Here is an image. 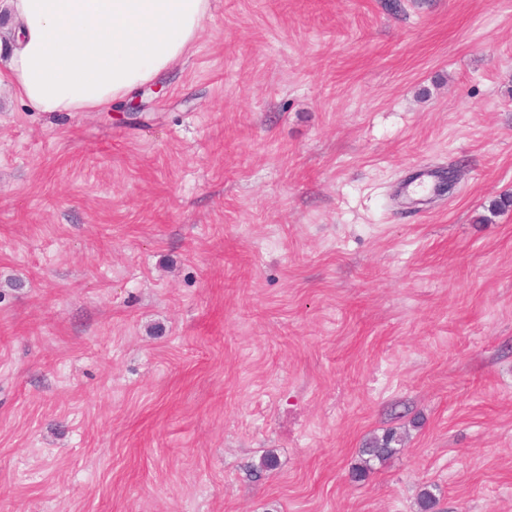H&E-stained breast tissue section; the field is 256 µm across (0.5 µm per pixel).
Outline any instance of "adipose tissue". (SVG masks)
Masks as SVG:
<instances>
[{
    "label": "adipose tissue",
    "mask_w": 512,
    "mask_h": 512,
    "mask_svg": "<svg viewBox=\"0 0 512 512\" xmlns=\"http://www.w3.org/2000/svg\"><path fill=\"white\" fill-rule=\"evenodd\" d=\"M8 81L35 112H94L155 81L198 40L210 0H0Z\"/></svg>",
    "instance_id": "1"
}]
</instances>
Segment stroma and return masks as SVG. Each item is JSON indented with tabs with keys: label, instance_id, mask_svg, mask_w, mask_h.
Masks as SVG:
<instances>
[{
	"label": "stroma",
	"instance_id": "35a3bbf8",
	"mask_svg": "<svg viewBox=\"0 0 512 512\" xmlns=\"http://www.w3.org/2000/svg\"><path fill=\"white\" fill-rule=\"evenodd\" d=\"M141 100L0 85V512H512V0H212ZM398 442L395 434L391 431L385 432L381 437H375L365 448L361 450V456H367L362 459L363 465L356 469L355 478H365L371 470V461L384 462L397 454L400 448L394 444Z\"/></svg>",
	"mask_w": 512,
	"mask_h": 512
}]
</instances>
